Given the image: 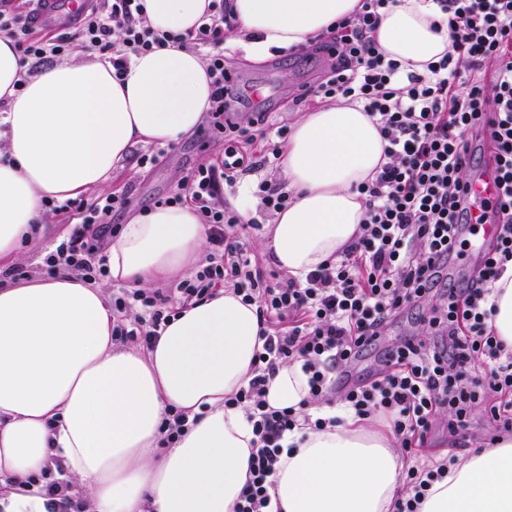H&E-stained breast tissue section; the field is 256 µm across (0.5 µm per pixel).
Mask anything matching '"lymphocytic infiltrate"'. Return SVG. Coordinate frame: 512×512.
I'll return each mask as SVG.
<instances>
[{"instance_id": "obj_1", "label": "lymphocytic infiltrate", "mask_w": 512, "mask_h": 512, "mask_svg": "<svg viewBox=\"0 0 512 512\" xmlns=\"http://www.w3.org/2000/svg\"><path fill=\"white\" fill-rule=\"evenodd\" d=\"M395 2L359 0L353 15L306 46L310 53L326 52L330 63L316 85L299 90L293 107L342 98L361 102L380 127L386 161L357 187L365 216L352 242L302 280L261 271L245 234L258 229L257 220L217 201L223 189L274 166L288 134L287 127L266 125L264 112L245 123L237 117L222 50L224 30L232 25L226 0H212L206 22L182 39L206 56L212 92L205 131L223 139L224 157L198 164L177 192L158 203H191L208 226L211 251L193 279L170 291L130 288L114 297L112 340L130 336L150 346L177 306L221 287L256 305L262 349L247 384L225 401L245 410L255 435L236 512H268L288 434L341 421L333 412L301 417L294 409L268 405L269 383L286 363H300L307 374L310 403L389 425L407 463L394 512H418L429 488L459 461L453 453H428L438 423H447L452 435L465 434L479 407L495 434L512 433V350L490 325L494 285L512 264V0H435L451 50L423 73L386 58L375 41L381 18ZM143 10L140 0H100L74 32L40 35L30 13L4 2L0 33L13 38L27 59V76L77 49L106 55L120 76L131 55L172 39L148 27ZM478 142L494 155L502 187L498 236L486 248L461 197L474 168L469 151ZM130 204L126 193L89 204L67 202L75 223L47 254L46 266L86 281L107 276L102 226ZM458 261L471 263V274L462 287H445L443 277ZM437 294L442 304L430 326L441 342L400 339L387 346L373 374L357 376L363 353L382 342L394 319ZM136 302L145 314L126 323L124 315Z\"/></svg>"}]
</instances>
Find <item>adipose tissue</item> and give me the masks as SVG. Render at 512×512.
<instances>
[{"label":"adipose tissue","instance_id":"adipose-tissue-1","mask_svg":"<svg viewBox=\"0 0 512 512\" xmlns=\"http://www.w3.org/2000/svg\"><path fill=\"white\" fill-rule=\"evenodd\" d=\"M156 31H195L210 0H142ZM359 0H229L235 43L259 59L306 44L350 16ZM430 0H397L375 39L387 57L425 72L451 44L435 31ZM14 40L0 34V260L43 236V203L109 187L137 144L177 142L202 121L210 79L200 55L177 43L132 57L124 80L98 53L54 62L30 78ZM385 141L361 106L334 102L304 113L282 147L292 200L263 243L293 277L335 258L359 230L356 187L384 163ZM207 241L192 205L158 206L123 225L107 251L110 281L146 289L181 276ZM107 285L60 269L0 283V512H58L30 485L53 469L88 512H235L254 434L244 410L225 406L262 346L256 305L232 291L180 309L142 352L112 341ZM308 396L300 364L280 366L267 394L277 409ZM190 423L161 445L171 411ZM271 491L282 512H393L400 454L389 432L347 417L292 434ZM419 512H512V437L471 453L435 482Z\"/></svg>","mask_w":512,"mask_h":512}]
</instances>
